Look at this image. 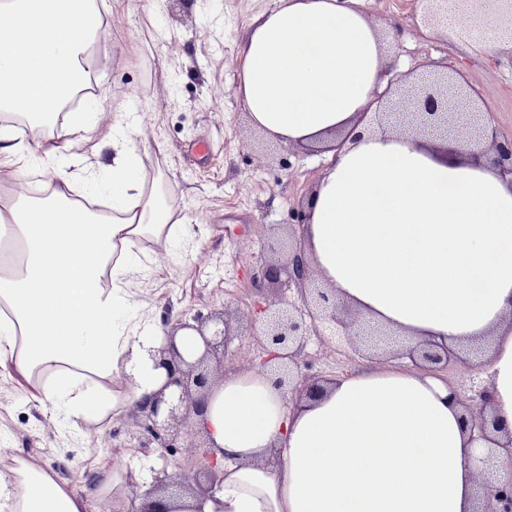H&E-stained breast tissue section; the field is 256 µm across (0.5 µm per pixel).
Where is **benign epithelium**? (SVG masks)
<instances>
[{
    "mask_svg": "<svg viewBox=\"0 0 512 512\" xmlns=\"http://www.w3.org/2000/svg\"><path fill=\"white\" fill-rule=\"evenodd\" d=\"M422 23L426 26L441 23L448 14L465 16L469 30L484 32L492 29L512 38V0H422ZM406 79L404 74L390 77L386 88L375 94L368 105L377 104L383 111L375 113L376 127L382 133L392 131L410 134L423 140L432 150L450 154L448 142H466L465 160L491 167L502 176L512 177V135L500 134L491 116L476 112L478 91L454 73H424L419 76L414 92L408 97L395 96L393 86ZM310 215L299 224L291 225L292 241L288 244V265L269 263L263 268V281L276 286L280 292L270 306L263 310L265 319L262 336L267 356L260 362L263 368L274 363L277 383L284 389L285 399L294 402L312 398L323 391L324 381L311 379L298 371V356L311 336H323L328 325L339 327L354 351L365 348L381 351L397 358H407L417 368H427L453 385L449 373L454 369L475 370L470 360L451 345L425 341L406 346L394 338V333L370 325L346 304L336 300L314 271L306 248L305 227ZM296 290L292 300L286 292ZM196 324L179 321L173 330L192 329L201 336L204 350L195 359H187L169 345L160 351L156 366L165 369L167 381L154 401L137 411L146 430L160 447H175L182 435L193 427V416L203 412L207 391L224 381V351L228 348L232 329L228 313L223 311L207 318L195 317ZM215 329L206 332L207 323ZM465 419L470 425L472 439L491 444L478 458L477 498L474 512H512V473L504 481L497 475V452L507 450L506 464L512 470V433L506 441L496 439L499 432L492 414L490 387H480L471 397L461 398ZM192 448L201 469L178 481L163 470L154 473L151 492L181 493L202 490L215 469L210 445L194 444Z\"/></svg>",
    "mask_w": 512,
    "mask_h": 512,
    "instance_id": "benign-epithelium-1",
    "label": "benign epithelium"
}]
</instances>
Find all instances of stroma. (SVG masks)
Here are the masks:
<instances>
[{
	"instance_id": "obj_1",
	"label": "stroma",
	"mask_w": 512,
	"mask_h": 512,
	"mask_svg": "<svg viewBox=\"0 0 512 512\" xmlns=\"http://www.w3.org/2000/svg\"><path fill=\"white\" fill-rule=\"evenodd\" d=\"M276 0H97L104 16L89 58L97 88L84 103L95 130L76 138L56 164L66 170L112 161L116 113L141 121L135 149L155 178L175 218L188 233L177 240L138 242L146 270L129 285L131 311L155 322L222 310L235 336L224 355L232 374L263 354L258 307L277 297L255 278L277 261L293 209L303 208L334 159L302 152L256 128L240 95L238 46L252 20ZM381 34L396 72L428 60L452 65L481 93V111L499 131L512 133V52L487 53L463 32L419 27L420 0H360ZM205 143L214 157L196 154ZM303 374L336 378L366 368L346 344L311 338L298 358ZM158 444L133 413L56 429L44 412L0 368V470L14 458L36 457L78 490L93 489L90 512H117L110 491L94 490L97 467H133L158 458Z\"/></svg>"
}]
</instances>
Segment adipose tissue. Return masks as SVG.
I'll return each mask as SVG.
<instances>
[{
  "mask_svg": "<svg viewBox=\"0 0 512 512\" xmlns=\"http://www.w3.org/2000/svg\"><path fill=\"white\" fill-rule=\"evenodd\" d=\"M0 109L48 127L53 144L0 155L39 165L92 126L61 118L96 36L93 0H0ZM241 98L255 127L287 145L317 147L359 130L307 203V249L337 299L415 340L463 345L488 335L484 364L501 427L512 431V184L494 170L445 158L409 136L370 133L362 112L389 58L367 15L343 0H277L239 45ZM135 113L112 127L111 214L76 202V174L55 170L45 198L0 205V367L60 427L149 402L163 385L156 350L196 354L193 332L126 316L135 243L180 236L173 207L134 170ZM220 482L165 499L169 512H472L471 441L453 392L433 374L385 362L336 378L324 397L286 404L274 378L241 371L214 386L197 418ZM37 460L0 472V512H89Z\"/></svg>",
  "mask_w": 512,
  "mask_h": 512,
  "instance_id": "ef3b65f1",
  "label": "adipose tissue"
}]
</instances>
